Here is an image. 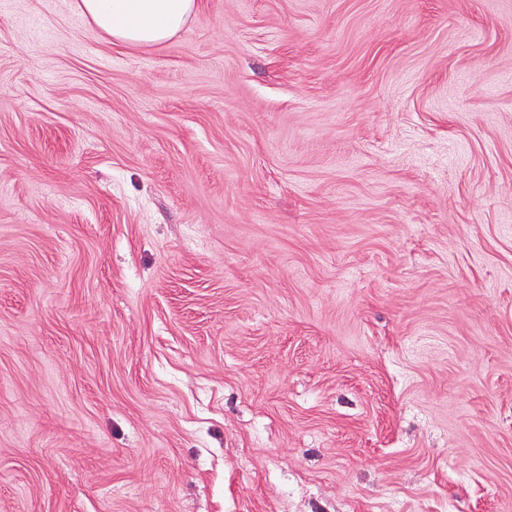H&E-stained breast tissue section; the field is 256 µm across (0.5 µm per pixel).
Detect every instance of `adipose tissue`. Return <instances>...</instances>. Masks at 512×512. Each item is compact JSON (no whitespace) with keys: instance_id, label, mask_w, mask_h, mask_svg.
Returning a JSON list of instances; mask_svg holds the SVG:
<instances>
[{"instance_id":"adipose-tissue-1","label":"adipose tissue","mask_w":512,"mask_h":512,"mask_svg":"<svg viewBox=\"0 0 512 512\" xmlns=\"http://www.w3.org/2000/svg\"><path fill=\"white\" fill-rule=\"evenodd\" d=\"M200 0H81L83 14L113 42L153 45L175 36Z\"/></svg>"}]
</instances>
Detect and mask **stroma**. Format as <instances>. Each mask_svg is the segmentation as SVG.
Returning a JSON list of instances; mask_svg holds the SVG:
<instances>
[{
	"mask_svg": "<svg viewBox=\"0 0 512 512\" xmlns=\"http://www.w3.org/2000/svg\"><path fill=\"white\" fill-rule=\"evenodd\" d=\"M0 0V512H512V0ZM200 0H81L83 14L113 43L153 45L175 36Z\"/></svg>",
	"mask_w": 512,
	"mask_h": 512,
	"instance_id": "1",
	"label": "stroma"
}]
</instances>
